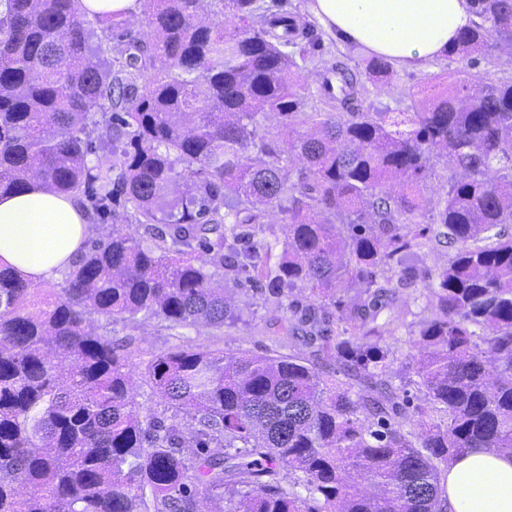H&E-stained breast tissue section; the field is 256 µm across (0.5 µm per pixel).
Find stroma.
<instances>
[{"instance_id": "1", "label": "stroma", "mask_w": 512, "mask_h": 512, "mask_svg": "<svg viewBox=\"0 0 512 512\" xmlns=\"http://www.w3.org/2000/svg\"><path fill=\"white\" fill-rule=\"evenodd\" d=\"M464 67L463 61L455 57H445L429 64L421 71H395L392 87L388 90L366 85L361 101L363 106L411 112L418 108L423 93L429 92L436 78H452ZM422 281H415L399 288L394 300L382 310L381 319L397 318L398 340L392 346L388 378L393 383L415 375L417 362L421 356L415 344L419 320L431 317L433 309L419 294ZM227 295L240 314L239 322L232 327L216 329L206 326L169 330L155 320L136 317L134 322L118 321L104 328L103 334L113 341L131 339V359L138 367H145L155 355L180 346L184 339L221 349L227 353H247L261 355L275 350L283 354L296 353L309 355L311 348L303 338L289 336L286 332L289 312L286 307L267 300L246 285H232Z\"/></svg>"}]
</instances>
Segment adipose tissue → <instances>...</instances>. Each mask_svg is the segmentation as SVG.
Masks as SVG:
<instances>
[{
  "label": "adipose tissue",
  "instance_id": "adipose-tissue-1",
  "mask_svg": "<svg viewBox=\"0 0 512 512\" xmlns=\"http://www.w3.org/2000/svg\"><path fill=\"white\" fill-rule=\"evenodd\" d=\"M336 41L403 70L447 57L477 20L472 0H308ZM90 231L75 197L36 181L0 196V266L33 284L56 279ZM441 484L447 512H512V454L473 448L454 458Z\"/></svg>",
  "mask_w": 512,
  "mask_h": 512
}]
</instances>
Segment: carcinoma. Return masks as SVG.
Instances as JSON below:
<instances>
[{"label":"carcinoma","mask_w":512,"mask_h":512,"mask_svg":"<svg viewBox=\"0 0 512 512\" xmlns=\"http://www.w3.org/2000/svg\"><path fill=\"white\" fill-rule=\"evenodd\" d=\"M204 1L217 21L199 19ZM152 2L147 33L95 15L98 37L75 0H0V193L37 180L78 196L100 231L59 289L0 269V512H206L226 494L234 512H444L449 461L512 453V82L463 70L414 112H357L364 82L391 83L385 61H317L311 25L259 0ZM473 2L448 54L512 48V0ZM313 75L333 88L310 101ZM268 115L301 132L271 135ZM434 154L453 163L435 199ZM275 210L285 240L255 242ZM426 240L460 248L399 276L422 278L434 313L419 380L396 387L379 302L395 296L394 257ZM241 274L288 302L315 358L187 338L139 376L190 431L142 410L131 341L91 316L221 329L238 320L224 280ZM300 283L313 301L298 311ZM339 286L360 288L355 310ZM333 354L346 381L330 386L316 356ZM358 471L382 493L356 490Z\"/></svg>","instance_id":"carcinoma-1"}]
</instances>
